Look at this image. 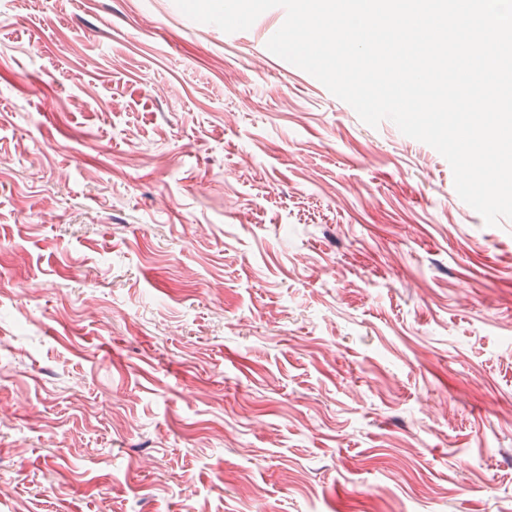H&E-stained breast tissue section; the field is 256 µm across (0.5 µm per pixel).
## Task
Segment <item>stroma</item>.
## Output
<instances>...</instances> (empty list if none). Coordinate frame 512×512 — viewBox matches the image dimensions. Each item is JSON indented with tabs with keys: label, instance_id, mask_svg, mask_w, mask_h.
Instances as JSON below:
<instances>
[{
	"label": "stroma",
	"instance_id": "35a3bbf8",
	"mask_svg": "<svg viewBox=\"0 0 512 512\" xmlns=\"http://www.w3.org/2000/svg\"><path fill=\"white\" fill-rule=\"evenodd\" d=\"M174 0H0V512H512V220Z\"/></svg>",
	"mask_w": 512,
	"mask_h": 512
}]
</instances>
